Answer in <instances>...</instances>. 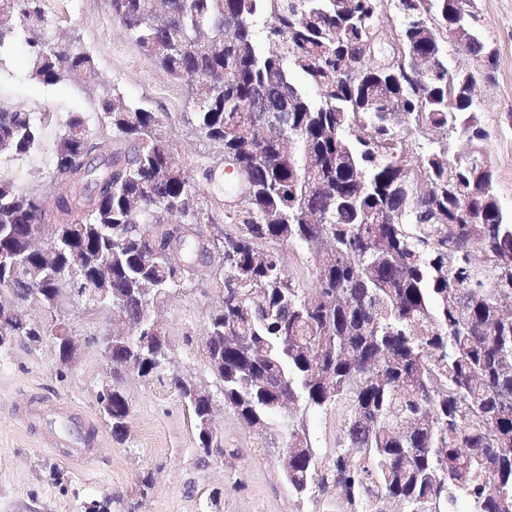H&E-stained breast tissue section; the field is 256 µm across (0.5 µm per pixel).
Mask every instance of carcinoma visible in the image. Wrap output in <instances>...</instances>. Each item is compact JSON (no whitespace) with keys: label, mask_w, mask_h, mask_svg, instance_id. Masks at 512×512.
I'll return each instance as SVG.
<instances>
[{"label":"carcinoma","mask_w":512,"mask_h":512,"mask_svg":"<svg viewBox=\"0 0 512 512\" xmlns=\"http://www.w3.org/2000/svg\"><path fill=\"white\" fill-rule=\"evenodd\" d=\"M463 0H395L398 44L376 36L392 22L383 0H111L114 18L172 79L185 84L195 133L232 157L248 191L224 188V234L205 191L186 176L156 113L100 93L105 135L66 121L49 191L0 179V315L12 335L38 343L53 329L28 307L62 298L94 305L112 291L132 325L179 288L210 280L207 355L224 361V406L247 426L282 433L283 476L298 497L334 488L347 512H512V218L480 150L474 90L449 94L441 34ZM41 0H0V55L27 33L34 78L101 84L92 56L41 37ZM469 53L489 70L474 36ZM430 74L410 79L411 57ZM359 61L351 78L344 61ZM261 102V112L250 106ZM456 134L426 154L403 150L401 131ZM32 112L0 109V156L35 150ZM55 225L58 268L33 283L38 258L25 230ZM185 243L186 263L161 258ZM315 267L316 285L286 267L284 246ZM111 260L103 285L95 259ZM112 365L141 377L169 363L167 341L112 342ZM195 425L211 411L190 400ZM336 409V451L323 460L306 419L285 408ZM130 408L112 386V436Z\"/></svg>","instance_id":"carcinoma-1"}]
</instances>
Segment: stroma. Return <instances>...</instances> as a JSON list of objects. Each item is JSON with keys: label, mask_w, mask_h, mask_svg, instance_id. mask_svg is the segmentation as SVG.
<instances>
[{"label": "stroma", "mask_w": 512, "mask_h": 512, "mask_svg": "<svg viewBox=\"0 0 512 512\" xmlns=\"http://www.w3.org/2000/svg\"><path fill=\"white\" fill-rule=\"evenodd\" d=\"M483 41L499 55L495 70L475 57L448 49V61L477 75L478 120L487 132L499 203L512 214V0H475ZM43 35L70 39L93 57L104 82L125 99L145 102L194 184L218 154L193 133L185 86L163 73L112 18L109 0H43ZM0 107L38 112L42 143L18 157L0 158V175L24 187L45 188L52 146L68 117L82 113L99 134L94 101L76 82L47 85L30 74L26 36L17 33L0 58ZM219 303L212 283L176 290L160 306L158 320L170 348L166 372L149 377L124 372L120 387L129 404L127 434L113 438L97 392L113 380L103 352L112 328L110 311L64 305L61 314L76 341L62 362L52 337L31 344L15 339L0 356V512H81L82 504L111 499L112 512H344L336 491L296 500L281 474L279 433L258 434L225 408L209 368L206 330ZM179 373L214 394L215 453L198 444L191 409L170 386ZM72 404L93 430L94 455L83 466L68 462L60 448L45 446L43 426L25 428L20 405Z\"/></svg>", "instance_id": "1"}]
</instances>
